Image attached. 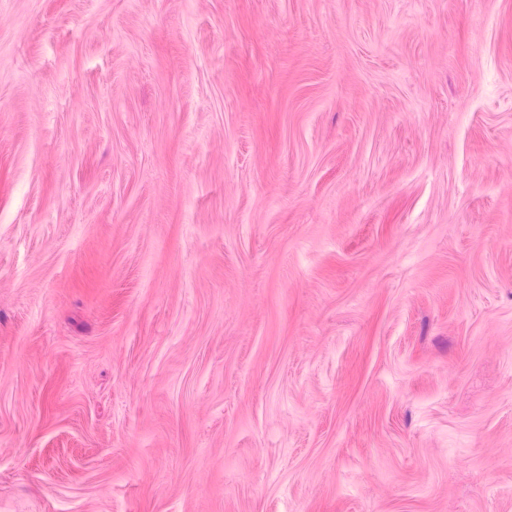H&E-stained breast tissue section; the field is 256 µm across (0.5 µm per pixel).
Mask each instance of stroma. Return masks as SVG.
<instances>
[{"mask_svg": "<svg viewBox=\"0 0 512 512\" xmlns=\"http://www.w3.org/2000/svg\"><path fill=\"white\" fill-rule=\"evenodd\" d=\"M0 512H512V0H0Z\"/></svg>", "mask_w": 512, "mask_h": 512, "instance_id": "35a3bbf8", "label": "stroma"}]
</instances>
